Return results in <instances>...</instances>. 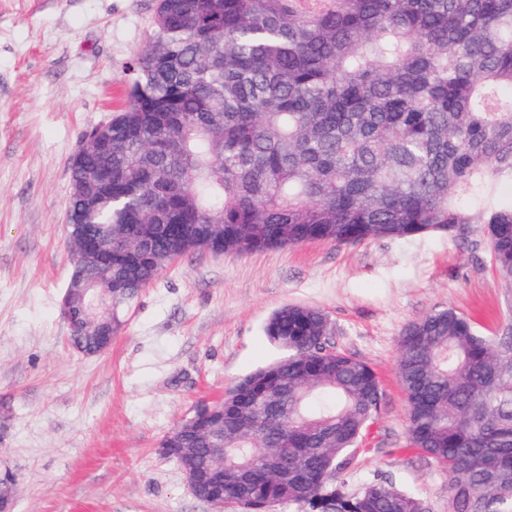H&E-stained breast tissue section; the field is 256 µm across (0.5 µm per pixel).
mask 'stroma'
Here are the masks:
<instances>
[{
  "mask_svg": "<svg viewBox=\"0 0 512 512\" xmlns=\"http://www.w3.org/2000/svg\"><path fill=\"white\" fill-rule=\"evenodd\" d=\"M153 13L154 0H0V471L17 479L14 512H215L161 444L282 357L264 326L288 304L322 310L331 343L382 386L346 491L386 480L448 512L446 474L408 444L398 337L448 307L485 334L512 319L485 225L184 256L121 309L107 351L71 345L70 160L127 103L126 64L151 42Z\"/></svg>",
  "mask_w": 512,
  "mask_h": 512,
  "instance_id": "stroma-1",
  "label": "stroma"
}]
</instances>
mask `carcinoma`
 Listing matches in <instances>:
<instances>
[{"mask_svg": "<svg viewBox=\"0 0 512 512\" xmlns=\"http://www.w3.org/2000/svg\"><path fill=\"white\" fill-rule=\"evenodd\" d=\"M127 63L112 151L70 163L68 223L112 249L86 300L118 309L202 243L237 254L487 225L512 290V0H156ZM112 201L87 210L88 173ZM288 355L224 392V443L174 437L203 466L224 448L221 512H427L387 481L338 482L382 401L317 308L264 328ZM397 374L410 445L448 476V512H512V322L480 333L454 308L409 322Z\"/></svg>", "mask_w": 512, "mask_h": 512, "instance_id": "1", "label": "carcinoma"}]
</instances>
